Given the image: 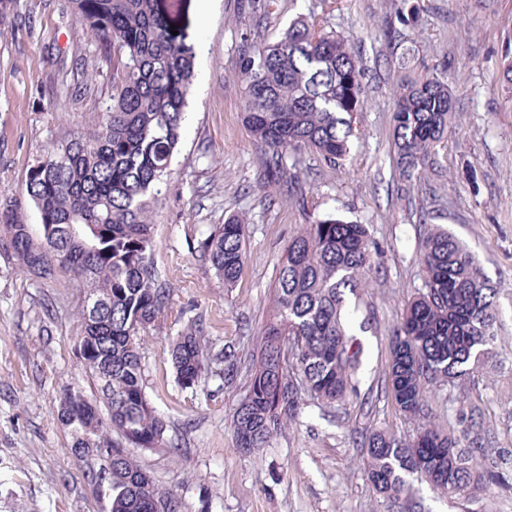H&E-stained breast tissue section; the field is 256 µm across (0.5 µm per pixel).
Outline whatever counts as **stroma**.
<instances>
[{"mask_svg": "<svg viewBox=\"0 0 512 512\" xmlns=\"http://www.w3.org/2000/svg\"><path fill=\"white\" fill-rule=\"evenodd\" d=\"M161 2L196 59L182 141L152 223L151 260L171 300L139 344L143 389L167 425L166 445L133 449L134 459L158 489L175 494L181 512H387L352 436L363 429L405 440L417 434L388 394L391 336L422 284L423 243L443 228L497 288V354L481 367L477 388L430 384L425 395L443 425L449 414L478 407L492 459L512 480V85L503 79L512 61V0H275L261 21L264 37L312 9L364 66L365 106L349 156L329 166L304 154L310 206L277 186L256 188L265 157L244 119L238 0H212L204 24L200 0ZM403 7L415 12L404 25L396 19ZM78 66L96 93L108 95L110 66L69 0H9L0 9V202L24 197L29 167L60 130L87 129L94 114L88 97L53 96L57 79ZM441 72L456 112L409 189L393 139L396 86ZM424 208L433 213L425 224ZM326 213L367 225L381 250L371 288L348 300L363 346L358 392L333 413L305 401L268 447L242 454L231 422L245 375L228 384L213 368L184 386L172 343L191 328L213 350L257 358L288 243L299 225ZM232 215L247 222L246 259L228 288L199 243ZM81 297L68 272L45 279L22 269L0 231V512H109L54 413L64 387L96 393L74 350ZM411 485L422 512H512V488L491 497L478 491L467 503L416 479Z\"/></svg>", "mask_w": 512, "mask_h": 512, "instance_id": "stroma-1", "label": "stroma"}]
</instances>
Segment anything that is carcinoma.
I'll list each match as a JSON object with an SVG mask.
<instances>
[{
  "mask_svg": "<svg viewBox=\"0 0 512 512\" xmlns=\"http://www.w3.org/2000/svg\"><path fill=\"white\" fill-rule=\"evenodd\" d=\"M77 21L95 35L112 69L110 102L91 129L65 131L57 147L39 156L25 178L26 200L43 226V242L30 237L22 202L0 204L18 264L45 278L66 271L108 304L80 310L92 346L78 351L97 381L99 400L75 388L63 390L56 417L96 412L70 424L72 448L112 447V512H181L170 492L149 488L150 479L128 449L111 443L117 431L138 448L162 445L166 425L146 399L136 338L168 307L170 289L147 258L154 248L153 206L171 174L183 135L196 50L174 35L159 0H71ZM243 112L266 158L267 183L302 187V153L336 165L350 153L353 115L362 111L363 65L326 18L298 15L270 41L250 28L237 60ZM454 98L442 77L402 80L393 110L399 176L413 187L419 167L443 139ZM246 222L230 217L201 243L216 275L230 287L245 260ZM379 250L364 224L328 215L304 224L288 243L265 324L257 363L232 426L237 448L268 446L298 416L306 399L342 405L357 393L361 348L343 313L344 289L369 287ZM421 289L391 339V396L418 423L406 442L380 430L366 431V474L400 512L419 504L405 496L414 475L450 499L471 490L509 486L498 471L479 467L488 457L477 408L443 429L424 385L455 380L475 383V372L493 353L496 337L491 288L474 255L450 231L427 239ZM172 361L178 379L193 385L219 363L224 380L237 376L234 354L208 352L190 329L176 340Z\"/></svg>",
  "mask_w": 512,
  "mask_h": 512,
  "instance_id": "1",
  "label": "carcinoma"
}]
</instances>
